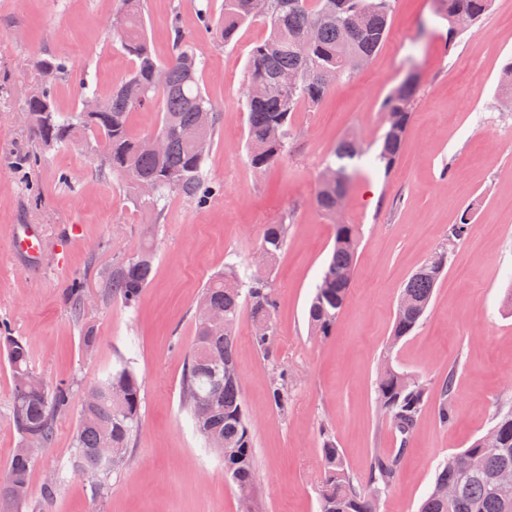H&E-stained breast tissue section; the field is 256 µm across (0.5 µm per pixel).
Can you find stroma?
<instances>
[{"label": "stroma", "mask_w": 512, "mask_h": 512, "mask_svg": "<svg viewBox=\"0 0 512 512\" xmlns=\"http://www.w3.org/2000/svg\"><path fill=\"white\" fill-rule=\"evenodd\" d=\"M119 0H0V324L23 337L31 368L48 386L74 385L70 411L53 442L37 449L30 498L62 474L50 512H241L224 460L196 433L183 404L182 377L203 287L225 262L249 263L266 225L292 218L273 261L274 332L288 372V411L272 398L273 373L237 328L242 404L254 439L256 512H319L320 426H328L356 477L371 452L396 438L375 406L378 363L391 351L399 369L437 384L455 370V417L441 425L425 412L407 440L406 461L379 512H418L436 466L488 430L512 402V96L501 87L512 59V0L456 38L433 14L432 0H395L387 41L354 78L316 107L295 114L287 155L265 172L247 158V59L267 27L255 21L230 45L201 34L192 0H147V32L160 58L171 52L168 25L181 11L186 40L206 66L202 86L219 114L220 136L207 162L222 193L203 210L173 199L167 223L151 227L116 178L96 169L85 139L40 151L23 118L21 92L34 57L67 60L58 86L65 111L80 106V79L99 93L126 77L131 61L112 36ZM418 74L403 152L391 173L369 170L353 183L339 221L315 206L316 177L336 142L352 133L377 148L386 130L383 102L409 71ZM39 154L19 167L21 156ZM464 237L451 230L460 216ZM355 224L357 273L331 335L312 336L307 306L333 246L337 222ZM39 225L47 243L38 267L13 259L16 225ZM156 254L154 277L136 308L101 300L100 273L142 242ZM447 252L448 266L420 327L398 344L390 337L401 290L423 262ZM82 283L84 319L68 290ZM98 345L86 352L84 323ZM142 383V426L124 463L104 479L70 470L72 433L87 389L118 361ZM12 378L0 360V476L19 437L9 419Z\"/></svg>", "instance_id": "1"}]
</instances>
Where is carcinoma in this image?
I'll return each instance as SVG.
<instances>
[{"label":"carcinoma","instance_id":"obj_1","mask_svg":"<svg viewBox=\"0 0 512 512\" xmlns=\"http://www.w3.org/2000/svg\"><path fill=\"white\" fill-rule=\"evenodd\" d=\"M393 0H293L288 12L282 0H270L267 13H256L250 0H224L221 16L214 17L207 0L195 5L199 28L224 45L240 30L258 19L269 33L251 50L248 85L256 92L246 97L248 162L264 171L288 153L294 116L303 107L318 105L330 89L359 72L382 48L390 31ZM436 15L448 21V37L461 34L455 20L461 16L475 25L487 12L490 0H438ZM146 0H121L124 25L113 29V38L131 57V71L105 95H93L99 110L77 107L61 111L56 88L68 77L67 62L54 55L32 60L39 82L29 88L24 101L31 115L29 126L45 150H62L84 136L94 145L102 170L112 173L126 196L146 212L153 224H164L172 198L179 197L198 208L207 207L215 191L205 165L219 133V117L201 88L202 63L185 40L179 22L170 24L172 52L156 56L145 29ZM315 27V37L306 42L301 32ZM285 73L300 75L296 91L288 93L277 79ZM416 84L407 78L390 90L383 103L387 130L380 148L371 153L352 134L343 136L325 159L322 169L354 174L367 166L391 172L401 156ZM155 106L160 114L157 134L167 138L163 152L148 148V136H136L129 115L136 108ZM151 181L156 192L140 195V184ZM336 181L318 179L316 207L336 218ZM288 224L281 220L266 225L259 250L275 258L284 249ZM359 232L354 224L336 225L333 251L324 266L308 308V325L316 336H328L343 312L354 280ZM155 254L144 243L112 264L101 275L103 298L119 300L127 308L139 304L154 275ZM448 264L440 253L412 274L402 288L392 328L391 342L410 336L431 304L434 290ZM209 306L221 313L211 320L195 317L194 341L187 355L182 380L184 404L193 425L208 446L224 458V473L238 489L249 494L256 480L252 430L241 400L236 362V327L243 309L253 324V342L269 361L274 355L276 301L268 272L243 270L228 263L215 274L201 293ZM0 354L12 376L10 419L20 444L34 448L50 445L57 420L66 414L73 399L70 384L53 388L29 378L30 351L27 342L0 327ZM455 370H448L439 392L429 383L386 365L376 381V405L400 437L397 448L372 451L366 475L356 478L349 470L342 449L328 428H320L323 478L319 489V512H377L379 500L394 485L405 461L406 442L420 417L435 404L439 423L453 416ZM99 395L81 404L79 422L72 435V470L76 474L108 476L124 461L133 437L141 426V382L123 364L93 385ZM272 396L282 412L288 409V372H276ZM490 431L498 438L493 448L477 438L469 447L451 454L440 464L420 512H512V477L499 483L493 475L512 473V404L496 412ZM112 449L108 461L99 449ZM33 457L15 449L5 477L0 479V512H43L53 500L57 484L44 485L42 501L32 503L29 485ZM453 486L454 498L444 488Z\"/></svg>","mask_w":512,"mask_h":512}]
</instances>
